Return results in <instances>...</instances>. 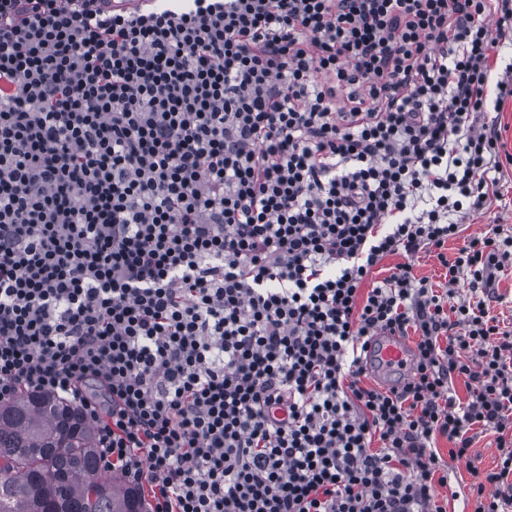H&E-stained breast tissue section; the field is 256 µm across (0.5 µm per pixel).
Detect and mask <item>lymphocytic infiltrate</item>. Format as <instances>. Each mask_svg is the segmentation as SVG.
<instances>
[{
	"label": "lymphocytic infiltrate",
	"instance_id": "lymphocytic-infiltrate-1",
	"mask_svg": "<svg viewBox=\"0 0 512 512\" xmlns=\"http://www.w3.org/2000/svg\"><path fill=\"white\" fill-rule=\"evenodd\" d=\"M510 31L512 0H0V401L68 398L152 512H444L479 429L472 512H512V230L462 233L512 165ZM382 332L402 387L363 382ZM413 264L414 272L418 277H427L436 288L438 284H444V270L433 257L422 252L414 258ZM496 295L501 297L500 302H493L491 312L499 318H504L505 322H512V273L507 272L499 281L495 288ZM410 348L409 342L402 336L374 337V345L366 361L367 368L379 376L383 388L400 386L409 381L413 372ZM370 371L368 377L363 378L364 383L378 386L376 375ZM477 436L471 448L469 459H463L461 462L449 460L448 462V484L446 487L436 486L438 495V505H442L446 512H461L463 507L462 499L458 494L464 491L467 497H470V485L473 477L470 474V466H476L479 469H490L495 466L498 455L495 434L490 431L476 430ZM447 499V503H446Z\"/></svg>",
	"mask_w": 512,
	"mask_h": 512
}]
</instances>
